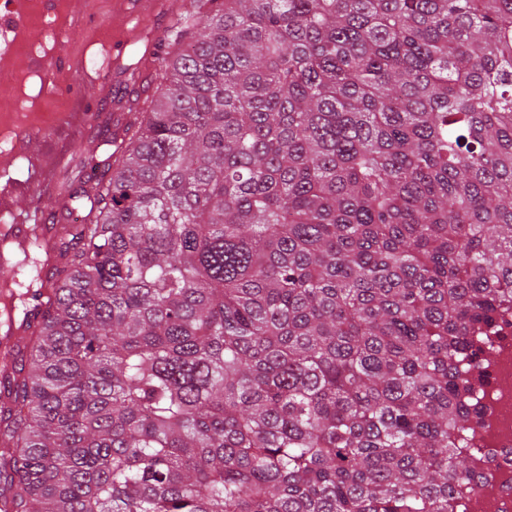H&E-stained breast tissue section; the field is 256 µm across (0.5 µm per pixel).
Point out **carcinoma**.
Returning a JSON list of instances; mask_svg holds the SVG:
<instances>
[{
    "label": "carcinoma",
    "mask_w": 512,
    "mask_h": 512,
    "mask_svg": "<svg viewBox=\"0 0 512 512\" xmlns=\"http://www.w3.org/2000/svg\"><path fill=\"white\" fill-rule=\"evenodd\" d=\"M71 194L0 512H448L512 307V0H222Z\"/></svg>",
    "instance_id": "1"
}]
</instances>
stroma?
Masks as SVG:
<instances>
[{
    "instance_id": "1",
    "label": "stroma",
    "mask_w": 512,
    "mask_h": 512,
    "mask_svg": "<svg viewBox=\"0 0 512 512\" xmlns=\"http://www.w3.org/2000/svg\"><path fill=\"white\" fill-rule=\"evenodd\" d=\"M44 24H29L32 14ZM11 45L0 44V171L25 180L28 162L15 152L25 142L31 153H56L47 191L19 200L16 212L32 211L49 234L32 251L34 264L52 275L62 259L47 250L64 226L73 223L69 197L87 181L94 163L111 152L121 133L118 113L152 108L163 82L161 62L172 47L160 22L128 9L120 0H39L35 9L0 8V29ZM92 103L87 122L69 138L59 129L68 114Z\"/></svg>"
}]
</instances>
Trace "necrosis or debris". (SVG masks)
I'll list each match as a JSON object with an SVG mask.
<instances>
[{
  "label": "necrosis or debris",
  "mask_w": 512,
  "mask_h": 512,
  "mask_svg": "<svg viewBox=\"0 0 512 512\" xmlns=\"http://www.w3.org/2000/svg\"><path fill=\"white\" fill-rule=\"evenodd\" d=\"M479 388L480 416L473 444L485 457L483 473L448 512H512V316L488 341Z\"/></svg>",
  "instance_id": "4bbe7bcc"
}]
</instances>
